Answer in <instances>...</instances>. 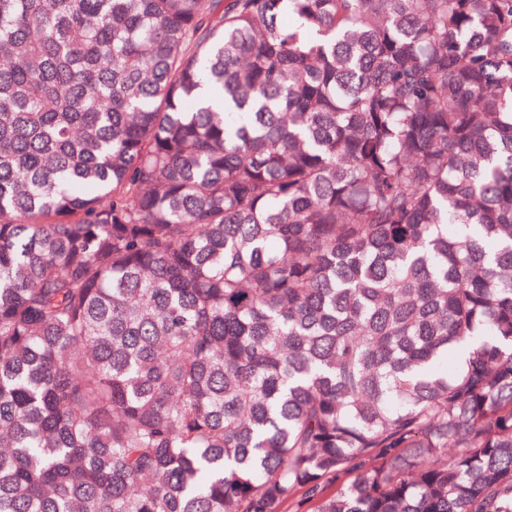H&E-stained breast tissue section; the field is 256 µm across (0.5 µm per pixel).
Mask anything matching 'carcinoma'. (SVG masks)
Instances as JSON below:
<instances>
[{"label":"carcinoma","instance_id":"obj_1","mask_svg":"<svg viewBox=\"0 0 512 512\" xmlns=\"http://www.w3.org/2000/svg\"><path fill=\"white\" fill-rule=\"evenodd\" d=\"M299 491L512 512V0H0V512Z\"/></svg>","mask_w":512,"mask_h":512}]
</instances>
